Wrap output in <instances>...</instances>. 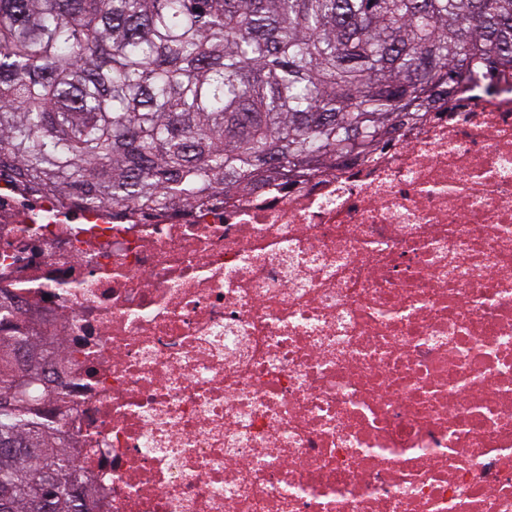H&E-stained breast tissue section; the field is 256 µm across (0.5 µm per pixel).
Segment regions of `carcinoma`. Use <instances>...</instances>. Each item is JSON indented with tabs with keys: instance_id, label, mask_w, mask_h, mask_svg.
I'll return each mask as SVG.
<instances>
[{
	"instance_id": "obj_1",
	"label": "carcinoma",
	"mask_w": 512,
	"mask_h": 512,
	"mask_svg": "<svg viewBox=\"0 0 512 512\" xmlns=\"http://www.w3.org/2000/svg\"><path fill=\"white\" fill-rule=\"evenodd\" d=\"M512 71V0H0V181L127 218L363 162L461 77ZM0 299V512H95L48 404L52 336Z\"/></svg>"
}]
</instances>
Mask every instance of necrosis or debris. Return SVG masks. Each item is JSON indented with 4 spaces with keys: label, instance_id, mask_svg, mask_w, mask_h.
<instances>
[{
    "label": "necrosis or debris",
    "instance_id": "1",
    "mask_svg": "<svg viewBox=\"0 0 512 512\" xmlns=\"http://www.w3.org/2000/svg\"><path fill=\"white\" fill-rule=\"evenodd\" d=\"M369 162L113 218L0 186L98 512H512V73Z\"/></svg>",
    "mask_w": 512,
    "mask_h": 512
}]
</instances>
